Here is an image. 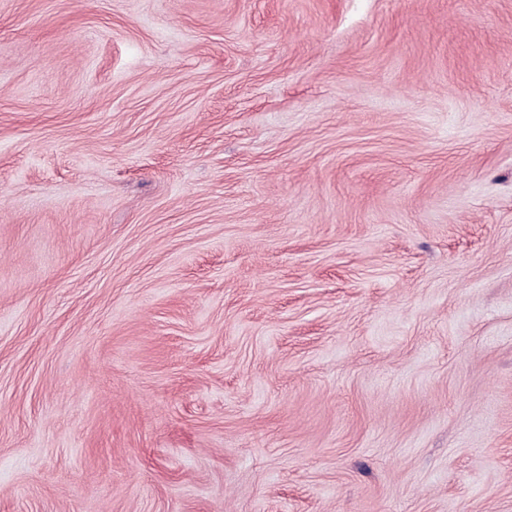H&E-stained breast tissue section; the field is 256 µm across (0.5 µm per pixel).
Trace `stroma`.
<instances>
[{"label":"stroma","instance_id":"1","mask_svg":"<svg viewBox=\"0 0 512 512\" xmlns=\"http://www.w3.org/2000/svg\"><path fill=\"white\" fill-rule=\"evenodd\" d=\"M0 512H512V0H0Z\"/></svg>","mask_w":512,"mask_h":512}]
</instances>
